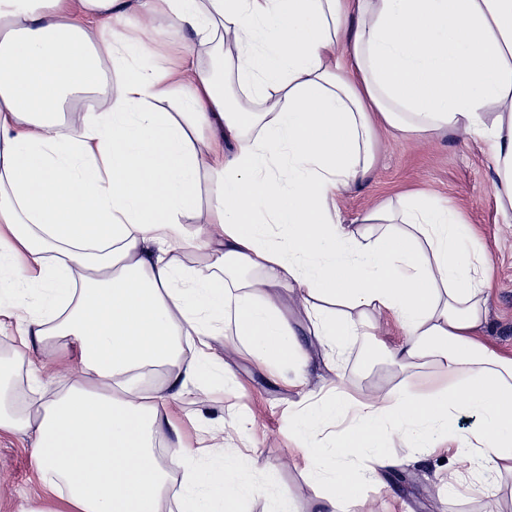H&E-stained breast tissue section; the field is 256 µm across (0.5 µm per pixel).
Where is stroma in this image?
<instances>
[{
	"label": "stroma",
	"instance_id": "1",
	"mask_svg": "<svg viewBox=\"0 0 512 512\" xmlns=\"http://www.w3.org/2000/svg\"><path fill=\"white\" fill-rule=\"evenodd\" d=\"M130 37L145 29L159 32L143 61L173 65L183 53L184 38L162 17L148 21L129 18ZM493 149L489 142L462 133H440L421 138L397 131L379 135L378 160L361 188L338 200L346 221L359 218L374 204L408 191L458 208L475 228L476 239L466 241L469 252L488 251L493 263L486 272L490 288L487 342L512 353V220L500 212L492 186ZM400 340L387 320L366 324L364 336L342 354L330 353L313 336L303 337L309 366L304 383L291 386L293 367L272 371L258 363L250 349L227 332L213 344L224 369L189 387L171 406L183 423L184 442L197 447V418L223 423L230 434L228 460L251 468L262 489L235 503L236 512H273L280 487H287L298 512H316L319 485L299 451L293 433L306 397L335 384L355 399L384 397L404 389L431 392L448 382L445 370L432 361L401 368L391 363L387 350ZM387 453L398 459L380 481L366 484L351 512H512V476L481 470L456 473L450 453L426 452L390 432ZM279 480L270 484L267 472ZM45 506L50 502L39 480L38 459L30 437L0 431V512H15L21 498Z\"/></svg>",
	"mask_w": 512,
	"mask_h": 512
}]
</instances>
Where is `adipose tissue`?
I'll return each instance as SVG.
<instances>
[{"label":"adipose tissue","mask_w":512,"mask_h":512,"mask_svg":"<svg viewBox=\"0 0 512 512\" xmlns=\"http://www.w3.org/2000/svg\"><path fill=\"white\" fill-rule=\"evenodd\" d=\"M131 12L166 15L191 50L233 36L238 95L189 56L140 64L114 25ZM107 69L100 111L62 126L68 98ZM174 96L181 111L157 108ZM384 128L490 141L512 212V0H0V317L18 333L0 359V430L32 437L51 495L72 512H227L257 493L226 460L223 427L208 428L205 458L158 437L180 435L167 406L216 369L226 327L261 363L307 366L281 289L329 349L387 317L404 336L394 364L428 358L450 377L308 410L304 437L349 422L310 451L318 512H348L363 477L391 464L389 426L512 475V356L481 340L490 254L465 257L471 225L418 192L355 232L335 204L370 176ZM202 205L207 221L187 224ZM185 246L209 275L177 262ZM72 347L81 370L65 388L31 363ZM464 411L482 427L454 431Z\"/></svg>","instance_id":"obj_1"}]
</instances>
